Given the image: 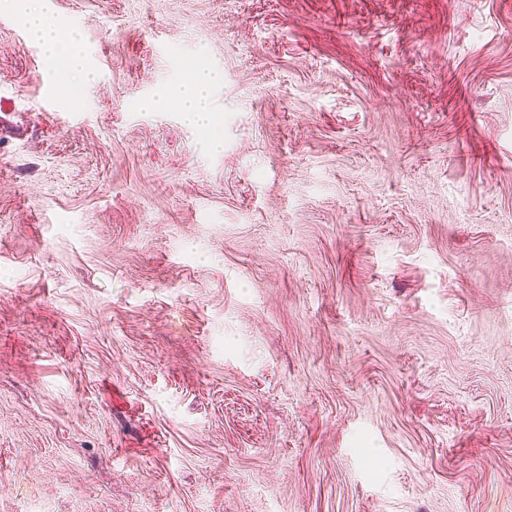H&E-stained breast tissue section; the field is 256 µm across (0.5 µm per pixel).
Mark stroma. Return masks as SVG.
<instances>
[{
	"label": "stroma",
	"instance_id": "obj_1",
	"mask_svg": "<svg viewBox=\"0 0 512 512\" xmlns=\"http://www.w3.org/2000/svg\"><path fill=\"white\" fill-rule=\"evenodd\" d=\"M46 6L93 79L0 8V512H512V0ZM214 78L209 71L195 70L167 99L174 100L185 121L197 129L210 130L214 122L209 91Z\"/></svg>",
	"mask_w": 512,
	"mask_h": 512
}]
</instances>
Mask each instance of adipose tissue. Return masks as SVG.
Here are the masks:
<instances>
[{
  "instance_id": "ef3b65f1",
  "label": "adipose tissue",
  "mask_w": 512,
  "mask_h": 512,
  "mask_svg": "<svg viewBox=\"0 0 512 512\" xmlns=\"http://www.w3.org/2000/svg\"><path fill=\"white\" fill-rule=\"evenodd\" d=\"M13 5L26 20L32 39L42 47L56 72L64 76L87 72L76 32H62L47 13L31 7L30 0H13ZM212 82V74L199 69L193 71L170 95L185 121L194 128L207 130L213 125L214 115L209 100Z\"/></svg>"
}]
</instances>
